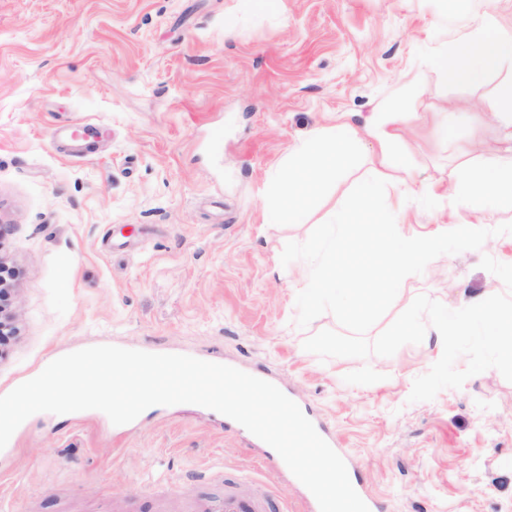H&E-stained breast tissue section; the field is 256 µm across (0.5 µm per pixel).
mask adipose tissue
<instances>
[{"label":"adipose tissue","mask_w":512,"mask_h":512,"mask_svg":"<svg viewBox=\"0 0 512 512\" xmlns=\"http://www.w3.org/2000/svg\"><path fill=\"white\" fill-rule=\"evenodd\" d=\"M459 10L469 13V30L460 42L453 64H441L444 81L477 85L512 62V28L499 22L500 10L512 0H485L483 10H471L468 0H457Z\"/></svg>","instance_id":"adipose-tissue-1"}]
</instances>
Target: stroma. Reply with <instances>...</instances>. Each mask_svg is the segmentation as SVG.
<instances>
[{
	"mask_svg": "<svg viewBox=\"0 0 512 512\" xmlns=\"http://www.w3.org/2000/svg\"><path fill=\"white\" fill-rule=\"evenodd\" d=\"M466 19L451 0H0V263L17 328L0 346V396L92 345L221 358L308 401L363 465L384 512H512V382L496 369L430 401L408 397L438 360L425 344L389 357L320 359L339 330L299 328L287 243L305 242L380 162L369 142L304 224L264 221L283 157L321 126L363 125L419 83L398 143L418 183L506 153L495 97L442 84L436 62ZM462 107L453 125L439 112ZM94 124L87 150L70 129ZM406 234L452 228L453 208L406 196ZM512 234L438 256L408 283L456 310L504 283ZM247 432L194 404L153 406L116 434L99 410L42 412L0 450V512H160L264 474Z\"/></svg>",
	"mask_w": 512,
	"mask_h": 512,
	"instance_id": "obj_1",
	"label": "stroma"
}]
</instances>
